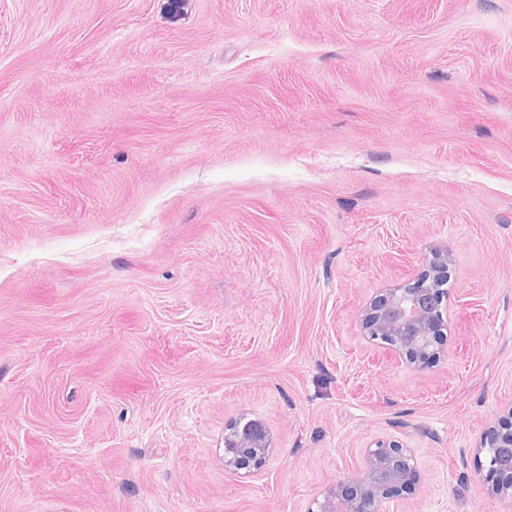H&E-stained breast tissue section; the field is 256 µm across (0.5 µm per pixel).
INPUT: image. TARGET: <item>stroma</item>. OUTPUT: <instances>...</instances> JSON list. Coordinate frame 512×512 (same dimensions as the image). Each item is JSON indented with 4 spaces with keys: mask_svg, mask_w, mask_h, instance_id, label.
<instances>
[{
    "mask_svg": "<svg viewBox=\"0 0 512 512\" xmlns=\"http://www.w3.org/2000/svg\"><path fill=\"white\" fill-rule=\"evenodd\" d=\"M448 250L447 354L361 313ZM512 0H0V512H512ZM262 421L258 470H224ZM508 412L511 414V425L488 427L475 448V456L479 474L486 467V477L492 479L491 494L512 499V407ZM224 447L225 470L259 469L271 451L270 434L261 421L250 420L235 427L230 439L226 436ZM417 478L411 449L396 440L378 439L364 449L362 466L336 479L316 499L312 512H382L385 500Z\"/></svg>",
    "mask_w": 512,
    "mask_h": 512,
    "instance_id": "1",
    "label": "stroma"
}]
</instances>
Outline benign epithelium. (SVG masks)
<instances>
[{"label":"benign epithelium","instance_id":"obj_1","mask_svg":"<svg viewBox=\"0 0 512 512\" xmlns=\"http://www.w3.org/2000/svg\"><path fill=\"white\" fill-rule=\"evenodd\" d=\"M448 252L433 250L424 269L411 283L376 295L363 311L362 336L380 344L415 369L445 354L441 340L446 317ZM270 448L267 427L250 420L235 427L224 441V469L237 472L260 468ZM478 471L492 479L491 494L512 499V425L491 426L475 448ZM418 478L411 449L396 440L378 439L364 449L363 464L354 473L336 479L314 512H382L385 500Z\"/></svg>","mask_w":512,"mask_h":512}]
</instances>
